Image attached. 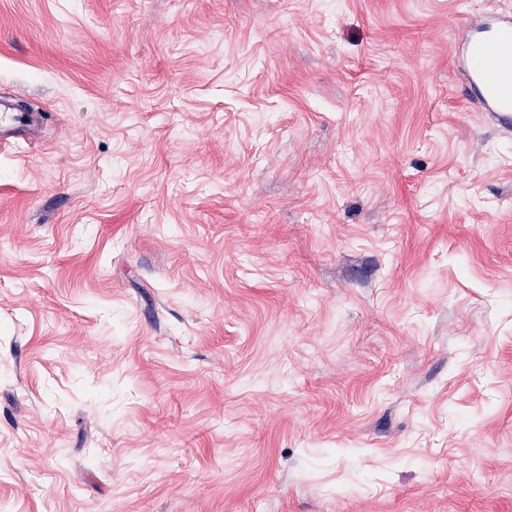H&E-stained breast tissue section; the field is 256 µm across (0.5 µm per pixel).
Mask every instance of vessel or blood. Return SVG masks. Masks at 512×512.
Returning a JSON list of instances; mask_svg holds the SVG:
<instances>
[{
	"instance_id": "b4317fda",
	"label": "vessel or blood",
	"mask_w": 512,
	"mask_h": 512,
	"mask_svg": "<svg viewBox=\"0 0 512 512\" xmlns=\"http://www.w3.org/2000/svg\"><path fill=\"white\" fill-rule=\"evenodd\" d=\"M455 55L479 106L501 127H512V14H489L468 25Z\"/></svg>"
}]
</instances>
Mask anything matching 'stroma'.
Instances as JSON below:
<instances>
[{
  "instance_id": "stroma-1",
  "label": "stroma",
  "mask_w": 512,
  "mask_h": 512,
  "mask_svg": "<svg viewBox=\"0 0 512 512\" xmlns=\"http://www.w3.org/2000/svg\"><path fill=\"white\" fill-rule=\"evenodd\" d=\"M512 0H0V512H512ZM489 14L466 27L455 55L477 103L503 128L512 127V14Z\"/></svg>"
}]
</instances>
